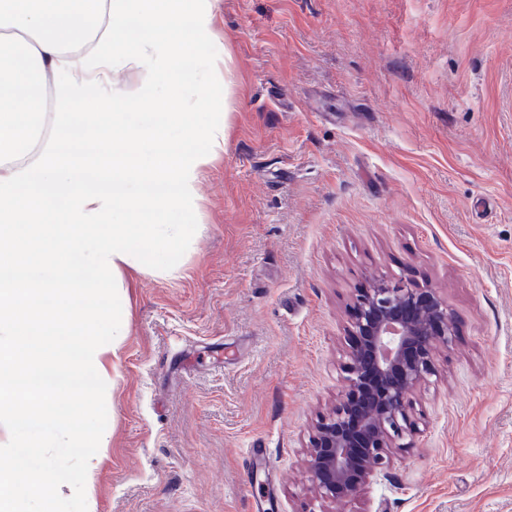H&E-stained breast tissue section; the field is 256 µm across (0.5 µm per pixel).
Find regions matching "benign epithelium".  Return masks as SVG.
I'll list each match as a JSON object with an SVG mask.
<instances>
[{
    "mask_svg": "<svg viewBox=\"0 0 512 512\" xmlns=\"http://www.w3.org/2000/svg\"><path fill=\"white\" fill-rule=\"evenodd\" d=\"M354 337L342 393L314 426L306 469L322 501L352 499L387 462L393 443L412 432L414 393L436 372L435 356L456 328L434 288L379 277L356 296Z\"/></svg>",
    "mask_w": 512,
    "mask_h": 512,
    "instance_id": "benign-epithelium-1",
    "label": "benign epithelium"
}]
</instances>
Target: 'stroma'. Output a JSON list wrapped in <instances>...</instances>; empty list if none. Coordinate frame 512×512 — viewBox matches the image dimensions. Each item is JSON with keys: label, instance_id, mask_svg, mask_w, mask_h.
<instances>
[{"label": "stroma", "instance_id": "1", "mask_svg": "<svg viewBox=\"0 0 512 512\" xmlns=\"http://www.w3.org/2000/svg\"><path fill=\"white\" fill-rule=\"evenodd\" d=\"M223 154L174 272L123 269L93 512H512V0H215ZM455 344L355 499L305 468L356 289Z\"/></svg>", "mask_w": 512, "mask_h": 512}]
</instances>
